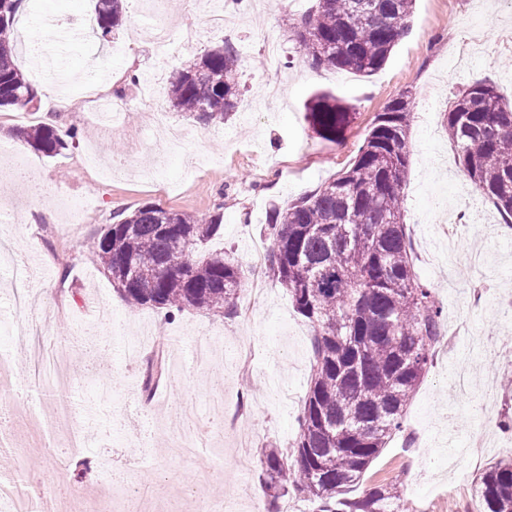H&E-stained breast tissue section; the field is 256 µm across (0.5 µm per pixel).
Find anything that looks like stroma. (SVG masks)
<instances>
[{"instance_id":"1","label":"stroma","mask_w":512,"mask_h":512,"mask_svg":"<svg viewBox=\"0 0 512 512\" xmlns=\"http://www.w3.org/2000/svg\"><path fill=\"white\" fill-rule=\"evenodd\" d=\"M314 4L247 0L236 29L225 34L207 23L211 0H169L175 29L193 33L188 54L200 56L226 43L237 48L242 96L237 111L219 126L171 112L190 142L184 155L165 158L152 170L148 160L164 145L148 122L140 86L128 75L154 79L163 98L180 59L154 56L144 35L153 23L146 0H125L124 22L107 42L84 26L94 12L92 0H21L15 53L23 72L38 83L34 121L55 127L61 137L75 130L80 137L47 157L17 138L21 122L12 111H0V140L18 150L0 157V208L11 219L4 231L18 239V260L35 266L31 287L52 349L69 361L104 350V373L112 379V395L104 399L84 370L73 368L68 388L48 397L35 387L27 356L21 372L0 389V406L17 418L18 444L43 437L50 407L63 399L73 405L69 428L96 434L83 452L84 473H76L71 457L53 445L28 458V469L66 475L77 492L59 499L48 483L42 488L45 500H60L69 512H94L113 475L130 490L117 499L119 512H195L196 498L212 499L214 489L244 502L251 486L263 483L261 451L292 443L310 381L311 328L287 293L267 281L268 293L248 321L191 308L168 320L158 309H131L85 243L111 223L113 214L147 203L205 216L220 200L224 233L209 247L247 261L253 245L265 239L271 206L315 191L348 167L375 116L404 92L413 101L404 205L415 270L432 287L443 319L467 321L471 333L458 337L444 357L433 358L408 406L403 433L373 460L354 493L393 482L403 512H477L474 479L488 464L512 459V446L470 442L471 408L482 395L491 398L492 419L512 415V387L503 382L512 371V341H503L512 338V320L502 318L495 298L496 291L512 290V226L500 223L494 207L469 186L442 125L452 93L476 81H493L502 102L512 105V0H416L408 33L385 66L366 76L317 70L299 61L288 27ZM257 30L279 46L278 67H269L261 45L254 43ZM94 91L124 103L122 128L85 117ZM321 92L349 109L331 138L305 110L311 96ZM62 95L71 101L64 110L58 106ZM72 200L83 203V221H75L68 209ZM457 216L467 229L458 257L450 259L439 228ZM474 246L483 252L482 272L492 289L478 308L463 294L474 272L462 253ZM205 334L215 338L226 397L244 391L250 413L236 430L214 434L212 448L202 449L195 460L171 454L169 414L187 397L199 412L207 410L211 368L190 358L194 337ZM130 341L147 351L165 347L182 375L181 389L142 398L138 368L123 357V345ZM243 344L252 350L246 388L233 364ZM461 369L472 373L465 397L452 383ZM239 436L251 442L253 462L246 474L234 462Z\"/></svg>"}]
</instances>
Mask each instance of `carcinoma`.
<instances>
[{"instance_id":"obj_1","label":"carcinoma","mask_w":512,"mask_h":512,"mask_svg":"<svg viewBox=\"0 0 512 512\" xmlns=\"http://www.w3.org/2000/svg\"><path fill=\"white\" fill-rule=\"evenodd\" d=\"M123 0H95L101 36L123 18ZM415 0H316L291 34L317 68L370 75L407 33ZM18 0H0V109L35 106L38 91L13 60ZM239 55L226 44L185 58L170 83L177 112L221 124L240 102ZM334 136L347 108L328 93L307 107ZM412 99L407 92L375 116L354 161L318 190L269 211L267 269L312 328L311 377L286 448H266V512L290 495L315 512H401L398 486L348 493L397 432L442 335L441 307L415 274L405 224L403 185L409 166ZM443 127L473 189L512 224V107L490 81L448 101ZM19 136L54 156L66 141L50 125ZM224 204L204 218L148 203L114 216L88 248L126 303L168 313L188 307L236 314L246 270L224 251H207L221 235ZM478 512H512V461L489 464L475 481Z\"/></svg>"}]
</instances>
